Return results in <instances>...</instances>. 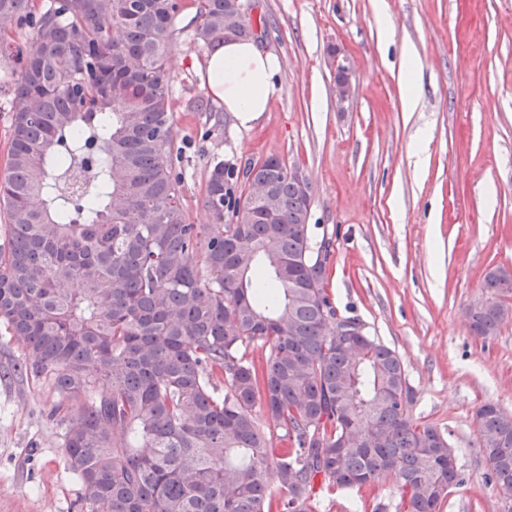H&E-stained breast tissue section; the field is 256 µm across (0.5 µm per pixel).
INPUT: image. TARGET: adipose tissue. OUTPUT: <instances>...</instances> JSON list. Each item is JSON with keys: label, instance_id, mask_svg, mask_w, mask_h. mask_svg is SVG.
I'll list each match as a JSON object with an SVG mask.
<instances>
[{"label": "adipose tissue", "instance_id": "adipose-tissue-1", "mask_svg": "<svg viewBox=\"0 0 512 512\" xmlns=\"http://www.w3.org/2000/svg\"><path fill=\"white\" fill-rule=\"evenodd\" d=\"M278 69L277 57L263 52L251 40L217 47L203 67L209 92L243 126L251 125L267 110L276 92Z\"/></svg>", "mask_w": 512, "mask_h": 512}]
</instances>
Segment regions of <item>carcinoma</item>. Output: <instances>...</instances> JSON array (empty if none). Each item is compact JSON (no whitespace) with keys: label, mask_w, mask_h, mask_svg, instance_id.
<instances>
[{"label":"carcinoma","mask_w":512,"mask_h":512,"mask_svg":"<svg viewBox=\"0 0 512 512\" xmlns=\"http://www.w3.org/2000/svg\"><path fill=\"white\" fill-rule=\"evenodd\" d=\"M192 2L196 42L254 38L231 0ZM183 8L0 0V61L17 76L0 321L25 347L14 371L52 375L79 405L63 448L84 512H318L330 488L387 478L395 512H439L463 484L448 436L411 416L395 350L327 330L329 316L361 323L329 298L330 242L313 246L311 194L288 164L216 163L215 223H189L166 69ZM251 180L273 187L271 224L250 218L263 208L249 203ZM510 297L512 272H487L473 335H496ZM475 420L489 479L511 497L512 416L484 403Z\"/></svg>","instance_id":"cac0c4a2"}]
</instances>
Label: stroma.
I'll return each mask as SVG.
<instances>
[{
    "instance_id": "obj_1",
    "label": "stroma",
    "mask_w": 512,
    "mask_h": 512,
    "mask_svg": "<svg viewBox=\"0 0 512 512\" xmlns=\"http://www.w3.org/2000/svg\"><path fill=\"white\" fill-rule=\"evenodd\" d=\"M171 36L168 74L182 194L193 224L211 167L276 155L311 184L313 241L331 242L328 293L339 313L402 357L410 413L456 449L464 483L440 512H503L477 444L476 408L512 414V316L474 336L466 308L491 269L512 270V0H245L264 18L260 46L280 63L268 109L239 125L201 77L192 0ZM391 18L390 30L376 21ZM416 60L405 107L404 50ZM355 87L338 111L333 54ZM206 100L204 112L191 110ZM24 350L0 323V512H79L65 462L66 422L47 374H17ZM392 481L323 498L319 512L392 504Z\"/></svg>"
}]
</instances>
